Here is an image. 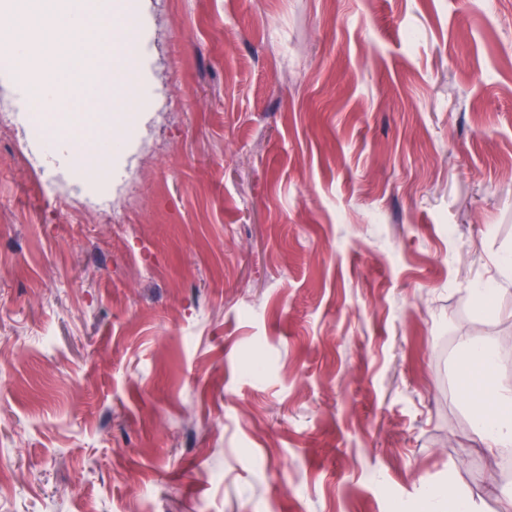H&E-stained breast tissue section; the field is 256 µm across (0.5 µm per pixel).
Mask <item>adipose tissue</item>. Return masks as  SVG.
<instances>
[{
    "mask_svg": "<svg viewBox=\"0 0 512 512\" xmlns=\"http://www.w3.org/2000/svg\"><path fill=\"white\" fill-rule=\"evenodd\" d=\"M460 369L475 371L480 382L467 401L473 431L483 446L492 452L512 450V389L489 384L487 378L497 366V352L487 341L468 338L462 341Z\"/></svg>",
    "mask_w": 512,
    "mask_h": 512,
    "instance_id": "1",
    "label": "adipose tissue"
}]
</instances>
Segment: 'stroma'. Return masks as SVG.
<instances>
[{"mask_svg":"<svg viewBox=\"0 0 512 512\" xmlns=\"http://www.w3.org/2000/svg\"><path fill=\"white\" fill-rule=\"evenodd\" d=\"M124 154L0 75V512H417L512 491V0H120ZM460 351L463 354L461 371H476L480 377L467 401L475 436L491 452L512 450V389L486 381L497 366L495 348L481 338H466L460 344ZM482 499L476 500L466 494L456 492L431 491L426 498L428 512H445L447 509L456 512H481Z\"/></svg>","mask_w":512,"mask_h":512,"instance_id":"obj_1","label":"stroma"}]
</instances>
